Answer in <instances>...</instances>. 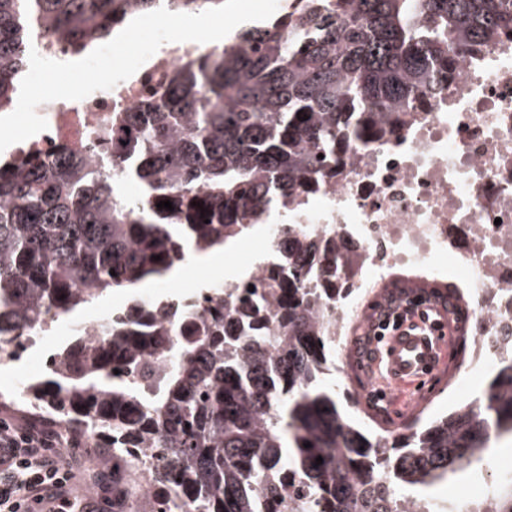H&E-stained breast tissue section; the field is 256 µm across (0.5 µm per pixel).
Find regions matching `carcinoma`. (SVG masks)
Segmentation results:
<instances>
[{"mask_svg":"<svg viewBox=\"0 0 512 512\" xmlns=\"http://www.w3.org/2000/svg\"><path fill=\"white\" fill-rule=\"evenodd\" d=\"M168 2L185 12L223 0ZM156 3L0 0V110L13 104L31 28L80 54ZM511 27L512 0H306L294 24L247 26L245 51L205 55L157 98L112 113L129 128L122 179L140 184L139 198L65 150L18 173L0 161V334L160 279L186 241L200 252L246 234L281 189L291 198L336 173L351 136L392 133L394 113L380 108L409 107L459 39L479 45ZM166 200L173 210L157 207ZM308 256L288 262V279L271 276L282 291L272 322L255 290L238 297L236 319L188 313L179 335L145 341L115 322L109 339L65 356L29 390L126 456L112 485L134 491L145 473L188 512H255L254 494L268 512H433L415 488L512 438V349L467 404L395 436L368 431L338 409L335 340L316 320ZM151 344L171 357L167 371L147 359ZM476 512H512V482Z\"/></svg>","mask_w":512,"mask_h":512,"instance_id":"1","label":"carcinoma"}]
</instances>
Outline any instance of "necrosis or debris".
<instances>
[{"label": "necrosis or debris", "instance_id": "1", "mask_svg": "<svg viewBox=\"0 0 512 512\" xmlns=\"http://www.w3.org/2000/svg\"><path fill=\"white\" fill-rule=\"evenodd\" d=\"M217 49L166 43L113 89L40 105L48 128L15 145L11 170L62 149L96 168L118 163L124 134L115 132L102 146L86 129L108 125L112 113L133 111L180 68ZM450 56L451 68L420 88L392 134L350 144L335 176L289 208L273 207L260 238L245 237L233 251L239 275L169 289L160 300L137 296L94 319L49 316L40 327L10 336L0 363L21 362L51 336L98 345L114 319L154 336L163 328L180 332L177 314L185 309L234 318L226 293L267 281L272 264L287 265L290 250L315 243L326 247L328 259L341 260L351 287L344 300L328 299L320 308L333 335L362 317V297L381 287L391 270L414 268L431 281L449 274L474 312V365L491 368L512 346V30L481 46L459 41ZM284 224L291 236L281 235Z\"/></svg>", "mask_w": 512, "mask_h": 512}]
</instances>
